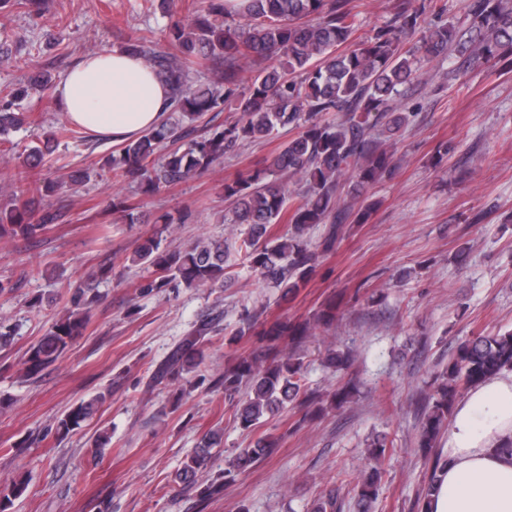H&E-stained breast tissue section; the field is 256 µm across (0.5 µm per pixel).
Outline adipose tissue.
<instances>
[{
	"label": "adipose tissue",
	"instance_id": "obj_1",
	"mask_svg": "<svg viewBox=\"0 0 512 512\" xmlns=\"http://www.w3.org/2000/svg\"><path fill=\"white\" fill-rule=\"evenodd\" d=\"M64 117L98 137L123 142L159 126L168 91L144 59L120 51L87 54L56 89ZM512 371L471 388L455 405L448 466L429 512H512Z\"/></svg>",
	"mask_w": 512,
	"mask_h": 512
}]
</instances>
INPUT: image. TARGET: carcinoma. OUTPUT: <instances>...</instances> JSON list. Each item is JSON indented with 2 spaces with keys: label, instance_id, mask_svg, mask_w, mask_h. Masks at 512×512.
<instances>
[{
  "label": "carcinoma",
  "instance_id": "obj_1",
  "mask_svg": "<svg viewBox=\"0 0 512 512\" xmlns=\"http://www.w3.org/2000/svg\"><path fill=\"white\" fill-rule=\"evenodd\" d=\"M227 2L195 0L188 22H170L163 41L147 43L135 38L124 45L123 50L142 57L166 82L168 112L177 119L165 120L123 143L104 166L115 177L136 184L142 194L152 195L192 179L220 163L225 155L266 139L279 128H299L280 152L224 181L230 223L248 225L235 250L245 252L250 269L287 296L304 286L319 253L333 249L342 234L351 206L339 205L341 179L348 177L347 195L354 199L363 188L392 173L395 145L413 117L402 110L400 88L418 76L422 61L442 57L451 47L468 54L473 64L498 60L506 50L512 53V0H470L469 29L476 37L467 44L456 41L457 31L443 20L445 8L438 5L439 0H428L419 8L413 7L411 0H397L389 23L360 42L353 40L356 14L351 0H242L243 24L236 23ZM428 11L435 18L430 27L424 26L423 15ZM207 61L217 71L203 84L193 76L191 65ZM52 85V74L37 70L0 96V143H12L14 132L35 123L21 102L32 91ZM227 107L240 113L238 120L209 135L199 132L198 121ZM79 138L78 126L62 123L24 147L19 154L23 165L44 177L36 197H28L30 187L22 179L0 188V194L7 197L0 203V242L32 241L49 225L64 222L66 211L55 207L51 198L88 175L81 170H53L46 166L45 158L53 154L60 140ZM291 180L304 187L297 199L288 191ZM280 222L289 225L288 232L271 236L270 227ZM318 224L328 225L320 250L308 238L309 230ZM229 253V247L209 239H199L184 250H168L162 248V238L157 235L135 247L132 262L147 271L141 284L147 292L222 288ZM92 303L86 298V289L75 286L73 308L55 319L26 351L24 377L38 378L83 335ZM336 308L332 296L309 320L278 321L259 331V314L245 310L234 336L260 337L266 342L263 353L233 358L224 374L211 381L212 392H222L224 400L237 402L241 428L254 430L269 415L290 405H315L322 410L326 403L340 408L352 401L353 391L347 386L324 398L306 393L302 384L300 348L316 335L318 327L336 321ZM208 330L210 323L205 321L191 330L155 377L178 381L195 372L204 360ZM350 362L348 351H325L323 363L332 371H341ZM503 370H512L511 331L468 339L449 358L441 382L420 407L417 447L432 459V468L424 494L414 503L416 512H423L439 472L447 465L436 448L455 402L464 391ZM103 400L101 394L75 404L58 420V430L70 433L79 429ZM221 440L217 432L206 434L199 450L178 470L179 482L196 484L211 449ZM278 446L277 438H258L253 447L230 461L224 473L204 484L200 495L219 494L235 473L270 456ZM391 447L393 442L383 433L367 443L372 465L351 488L363 509L378 495L385 476L381 460ZM27 486L23 476L1 485L0 512H6Z\"/></svg>",
  "mask_w": 512,
  "mask_h": 512
}]
</instances>
